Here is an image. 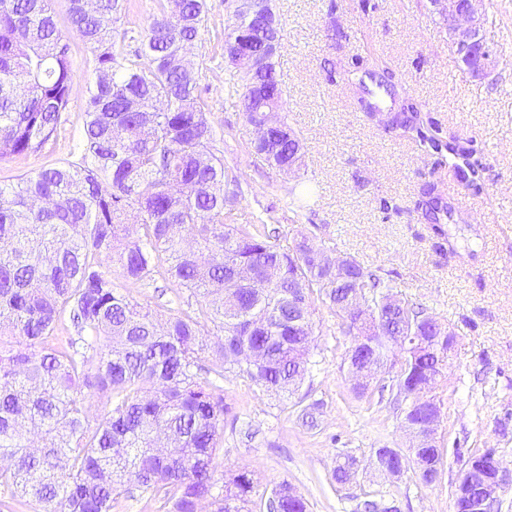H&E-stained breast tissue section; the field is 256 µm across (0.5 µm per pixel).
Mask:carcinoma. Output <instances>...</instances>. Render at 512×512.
<instances>
[{
  "instance_id": "carcinoma-1",
  "label": "carcinoma",
  "mask_w": 512,
  "mask_h": 512,
  "mask_svg": "<svg viewBox=\"0 0 512 512\" xmlns=\"http://www.w3.org/2000/svg\"><path fill=\"white\" fill-rule=\"evenodd\" d=\"M51 0H0V161L37 152L56 138L69 106L73 61ZM121 0H69L71 28L95 51L84 136L71 158L0 184V485L14 499L56 512H112L114 496L133 484L164 512H242L255 491L252 474L217 478L216 448L228 407L220 395L224 371L239 370L266 388L296 391L310 365L311 307L296 299L318 295L345 325L388 363L401 348L400 375L383 383L403 406L408 428L420 427L429 406L415 397L421 383L445 378L448 344L432 338L418 349L431 316L395 298L391 286L351 260L338 281L302 242L284 245L265 229L236 222L230 186L237 177L214 152L198 77L181 58L209 11L207 0H182L175 13L153 16L132 48L114 24ZM246 37L260 45L254 18L235 14L226 44ZM273 101L284 106L282 82L268 61ZM357 108L371 119L386 113L387 131H401L450 168L465 186L482 190L485 166L472 140L446 138L442 128L384 62L355 58L347 72ZM277 128L255 150L283 172L304 152L299 136ZM429 224L453 220V210L426 181L417 203ZM137 223L129 224V211ZM125 280L161 277L186 289L195 303L162 324L137 309L115 286L104 262ZM355 293L370 322L356 328L340 301ZM69 315L76 335L60 336ZM205 322L219 324L212 342ZM209 351L216 367L200 365ZM214 374V379L202 373ZM106 411L89 425L90 399ZM417 460L428 483L441 459L437 448L409 455L378 448L373 464L385 474ZM355 460L337 464L333 478L354 476ZM269 512H307L298 494L269 500Z\"/></svg>"
}]
</instances>
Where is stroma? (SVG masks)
<instances>
[{"label":"stroma","instance_id":"1","mask_svg":"<svg viewBox=\"0 0 512 512\" xmlns=\"http://www.w3.org/2000/svg\"><path fill=\"white\" fill-rule=\"evenodd\" d=\"M208 5L187 61L199 75L217 154L239 178V223L272 214L283 240L307 236L335 256L355 258L457 336L445 370L448 390L439 397L443 462L435 483L423 484L411 465L396 477L372 465L376 449L403 451L412 437L400 411L356 397L344 366L351 339L317 297L311 364L296 397L225 373L222 396L230 411L216 458L224 473L253 474L258 487L249 512H267L266 501L282 482L302 495L309 512H360L369 494L384 495L398 512H455L453 485L470 449L493 450L512 470V0L482 4L486 40L500 56L483 80L468 73L450 44L447 21L428 0H370L365 11L360 0H271L282 26L275 62L283 115L305 150L304 166L291 175L255 152L244 89L228 81L224 29L234 15L232 0ZM68 6L52 0L73 56L66 122L42 151L0 161L1 184L69 158L82 139L95 52L70 28ZM355 55L387 62L444 131L476 141L486 167L480 193L357 109L342 73ZM428 176L455 209V223L440 234L415 208ZM308 186L315 204L296 208L295 194ZM107 270L130 301L158 320L176 314L172 289L130 284L112 264ZM298 397L318 403L316 425L298 419ZM346 454L356 457L357 473L339 484L332 473Z\"/></svg>","mask_w":512,"mask_h":512}]
</instances>
